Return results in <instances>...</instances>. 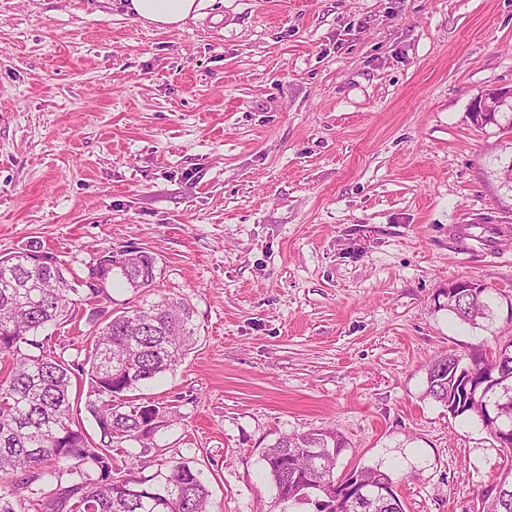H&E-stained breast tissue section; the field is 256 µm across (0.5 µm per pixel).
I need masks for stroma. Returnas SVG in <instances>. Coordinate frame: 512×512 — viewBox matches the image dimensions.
I'll return each instance as SVG.
<instances>
[{
	"instance_id": "1",
	"label": "stroma",
	"mask_w": 512,
	"mask_h": 512,
	"mask_svg": "<svg viewBox=\"0 0 512 512\" xmlns=\"http://www.w3.org/2000/svg\"><path fill=\"white\" fill-rule=\"evenodd\" d=\"M128 0H0V256L38 242L87 281L142 250L197 342L135 392L174 416L123 441L140 476L200 469L221 512H284L262 454L331 430L336 474H392L402 512H480L504 461L425 394L429 363L512 336V132L469 116L512 86V0H199L176 30ZM492 312L448 314L450 283ZM107 294L50 327L84 359ZM452 286L462 288L458 291L461 293L456 300L448 307V311L459 320L475 325L478 319H486L490 316L492 309L486 294L487 288L483 284H479V286H482L481 288H473V281L462 280L452 284Z\"/></svg>"
}]
</instances>
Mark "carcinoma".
Returning a JSON list of instances; mask_svg holds the SVG:
<instances>
[{
    "mask_svg": "<svg viewBox=\"0 0 512 512\" xmlns=\"http://www.w3.org/2000/svg\"><path fill=\"white\" fill-rule=\"evenodd\" d=\"M67 268L43 257L39 246L0 258V512H215L202 472L184 461L167 460L157 482L134 476L133 466L119 474L112 453L114 439H138L162 426L169 407L148 404L124 407L116 398L174 370L196 344L193 311L184 298L160 295L131 311L112 315L94 335L83 362L47 350L38 339L50 324L68 321L78 289ZM136 291L156 287V259L145 251L108 252L96 257L89 295L104 292L113 273ZM487 288L464 289L448 311L477 324L490 316ZM490 365L485 353L464 357L442 354L428 366L426 396L455 416H477L497 439L502 425L512 424V339L499 345ZM491 382L499 388L490 402L470 397L467 381ZM88 385L87 408L99 439L76 422L71 394ZM345 441L334 431L284 435L263 454L267 477L277 499L301 506L315 496L320 512H402L397 497L374 498L360 510L346 495H326L336 483L334 468ZM96 478H90L89 472ZM370 485L393 484L377 467L354 469ZM486 512H512V461L482 492Z\"/></svg>",
    "mask_w": 512,
    "mask_h": 512,
    "instance_id": "cac0c4a2",
    "label": "carcinoma"
}]
</instances>
